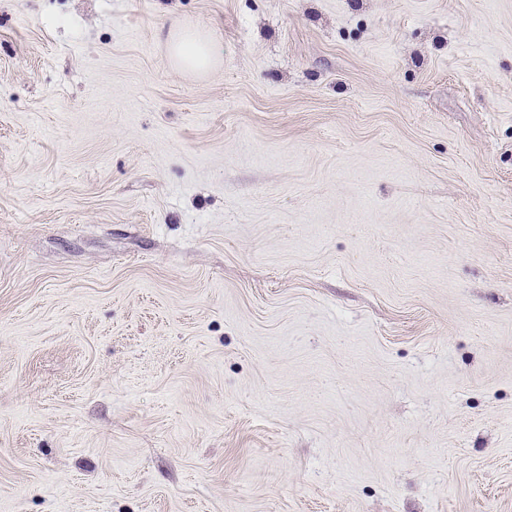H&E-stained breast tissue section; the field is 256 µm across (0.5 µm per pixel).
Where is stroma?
<instances>
[{"label":"stroma","mask_w":512,"mask_h":512,"mask_svg":"<svg viewBox=\"0 0 512 512\" xmlns=\"http://www.w3.org/2000/svg\"><path fill=\"white\" fill-rule=\"evenodd\" d=\"M0 512H512V0H0ZM170 64L183 72L207 73L221 61L218 44L208 26L173 23L167 40Z\"/></svg>","instance_id":"stroma-1"}]
</instances>
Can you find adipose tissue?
I'll list each match as a JSON object with an SVG mask.
<instances>
[{
    "label": "adipose tissue",
    "instance_id": "ef3b65f1",
    "mask_svg": "<svg viewBox=\"0 0 512 512\" xmlns=\"http://www.w3.org/2000/svg\"><path fill=\"white\" fill-rule=\"evenodd\" d=\"M168 59L183 72L207 73L221 61V53L208 26L172 24L167 40Z\"/></svg>",
    "mask_w": 512,
    "mask_h": 512
}]
</instances>
